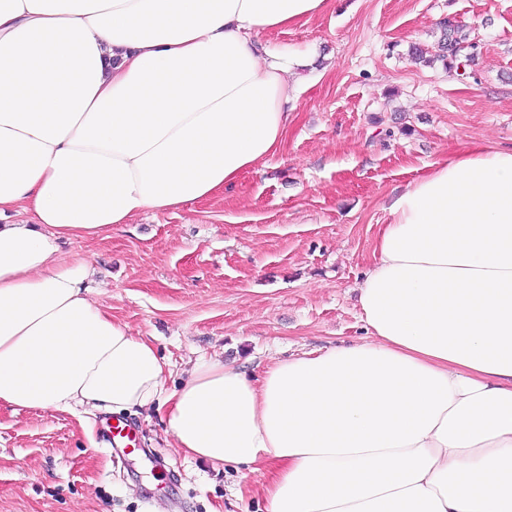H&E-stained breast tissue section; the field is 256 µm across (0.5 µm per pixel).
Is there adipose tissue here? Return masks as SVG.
Here are the masks:
<instances>
[{"label": "adipose tissue", "mask_w": 512, "mask_h": 512, "mask_svg": "<svg viewBox=\"0 0 512 512\" xmlns=\"http://www.w3.org/2000/svg\"><path fill=\"white\" fill-rule=\"evenodd\" d=\"M330 2L0 0V405L163 408L183 453L275 467L266 512H512V147L461 144L392 202L369 340L257 383L202 357L165 393V358L61 258L262 167L301 60L257 35Z\"/></svg>", "instance_id": "ef3b65f1"}]
</instances>
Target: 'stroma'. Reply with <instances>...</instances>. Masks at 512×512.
Segmentation results:
<instances>
[{"label": "stroma", "instance_id": "stroma-1", "mask_svg": "<svg viewBox=\"0 0 512 512\" xmlns=\"http://www.w3.org/2000/svg\"><path fill=\"white\" fill-rule=\"evenodd\" d=\"M448 19L467 35L450 68L436 58ZM259 39L307 59L266 165L63 247V260L93 257L92 300L155 343L170 390L202 356L257 380L368 339L355 289L390 196L460 142L512 145V0H332ZM106 418L1 405L0 512H265L260 473L174 449L162 413H121L139 430L121 459L103 441Z\"/></svg>", "mask_w": 512, "mask_h": 512}]
</instances>
